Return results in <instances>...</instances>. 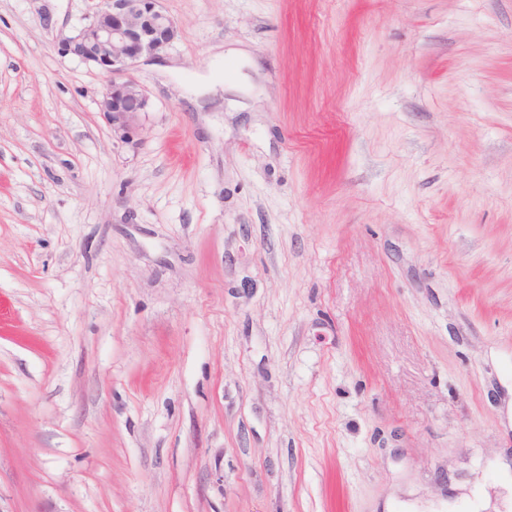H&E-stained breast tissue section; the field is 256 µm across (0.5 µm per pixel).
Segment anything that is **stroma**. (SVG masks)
<instances>
[{
    "label": "stroma",
    "mask_w": 512,
    "mask_h": 512,
    "mask_svg": "<svg viewBox=\"0 0 512 512\" xmlns=\"http://www.w3.org/2000/svg\"><path fill=\"white\" fill-rule=\"evenodd\" d=\"M0 0V512H512V0H161L130 135Z\"/></svg>",
    "instance_id": "obj_1"
}]
</instances>
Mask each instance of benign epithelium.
I'll use <instances>...</instances> for the list:
<instances>
[{
	"label": "benign epithelium",
	"instance_id": "benign-epithelium-1",
	"mask_svg": "<svg viewBox=\"0 0 512 512\" xmlns=\"http://www.w3.org/2000/svg\"><path fill=\"white\" fill-rule=\"evenodd\" d=\"M176 36V23L159 0H98L96 10L69 40V53L106 76L99 109L110 117L113 127L127 134L124 117L147 111L148 98L131 69L144 56L166 52Z\"/></svg>",
	"mask_w": 512,
	"mask_h": 512
}]
</instances>
